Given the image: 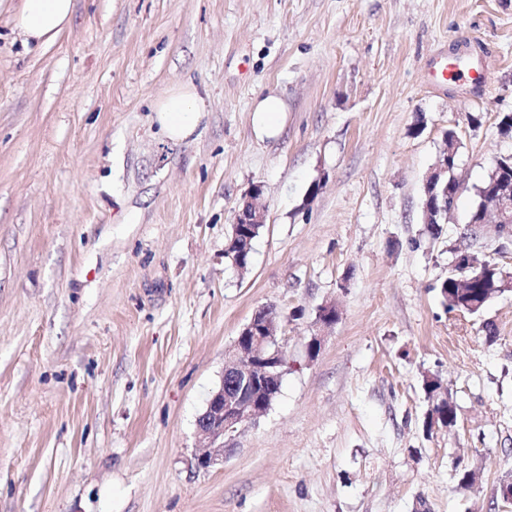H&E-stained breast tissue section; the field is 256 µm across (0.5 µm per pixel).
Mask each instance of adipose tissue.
<instances>
[{"instance_id":"adipose-tissue-1","label":"adipose tissue","mask_w":512,"mask_h":512,"mask_svg":"<svg viewBox=\"0 0 512 512\" xmlns=\"http://www.w3.org/2000/svg\"><path fill=\"white\" fill-rule=\"evenodd\" d=\"M73 11V0H18L11 13L13 31L23 43L48 46L69 27ZM153 110L165 136L180 143L196 131L205 113V102L196 85L183 82L157 99ZM287 110L286 102L278 95L257 98L252 106L255 131L266 138L278 137Z\"/></svg>"}]
</instances>
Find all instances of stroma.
<instances>
[{"label": "stroma", "mask_w": 512, "mask_h": 512, "mask_svg": "<svg viewBox=\"0 0 512 512\" xmlns=\"http://www.w3.org/2000/svg\"><path fill=\"white\" fill-rule=\"evenodd\" d=\"M16 2L0 7V512H512V293L478 316L439 295L453 247L512 270V241L466 234L512 155V0H75L43 47L13 33ZM440 50L492 57L488 83L431 87ZM184 81L206 112L174 143L152 106ZM269 93L288 105L275 139L251 122ZM451 127L460 190L436 236L423 183ZM255 184L266 224L243 273L224 252ZM330 301L340 318L318 329ZM263 307L285 320L280 390L199 467L197 419ZM430 373L451 429L424 427Z\"/></svg>", "instance_id": "35a3bbf8"}]
</instances>
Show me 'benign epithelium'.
<instances>
[{
  "instance_id": "benign-epithelium-1",
  "label": "benign epithelium",
  "mask_w": 512,
  "mask_h": 512,
  "mask_svg": "<svg viewBox=\"0 0 512 512\" xmlns=\"http://www.w3.org/2000/svg\"><path fill=\"white\" fill-rule=\"evenodd\" d=\"M448 157H440L426 177L423 185L426 201L423 202L424 223L431 221V213H448V193L459 184H449ZM493 191L485 199V207L493 220L489 225L497 234L512 225V177L499 171L492 183ZM262 186L255 184L234 209L233 238L231 244L240 246L252 239L254 228L266 223V213L260 205ZM336 303L327 302L317 311V323L328 328L336 324ZM280 315L272 308H262L243 327L233 350L231 361L224 368L222 381L228 382L211 394L205 411L197 422V431L206 451L198 456V463L208 468L224 458V435L237 426L252 421L270 407L272 395L265 389L279 382L288 365V354L279 342Z\"/></svg>"
}]
</instances>
